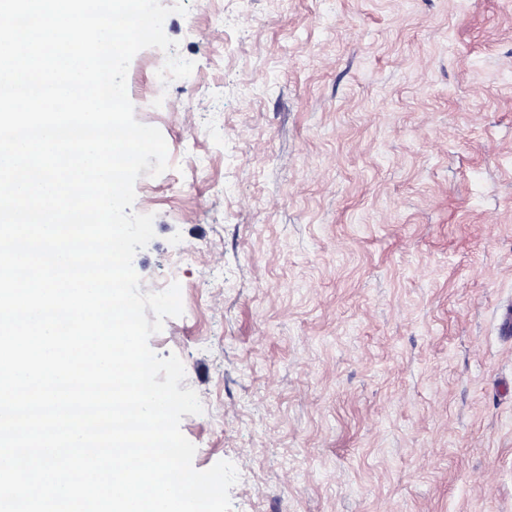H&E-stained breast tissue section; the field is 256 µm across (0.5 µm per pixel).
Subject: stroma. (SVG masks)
Wrapping results in <instances>:
<instances>
[{
    "label": "stroma",
    "mask_w": 512,
    "mask_h": 512,
    "mask_svg": "<svg viewBox=\"0 0 512 512\" xmlns=\"http://www.w3.org/2000/svg\"><path fill=\"white\" fill-rule=\"evenodd\" d=\"M179 1L191 75L127 84L194 467L233 512H512V0Z\"/></svg>",
    "instance_id": "stroma-1"
}]
</instances>
